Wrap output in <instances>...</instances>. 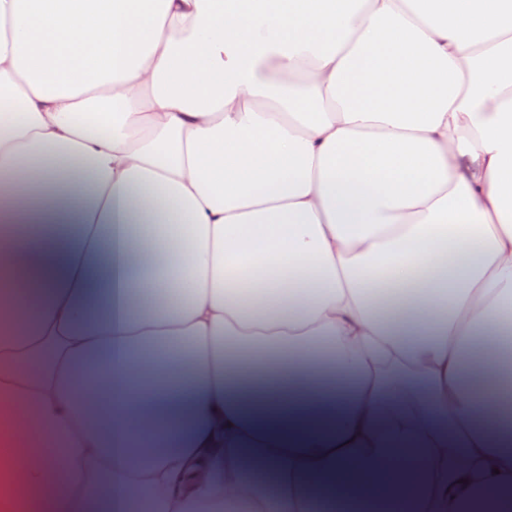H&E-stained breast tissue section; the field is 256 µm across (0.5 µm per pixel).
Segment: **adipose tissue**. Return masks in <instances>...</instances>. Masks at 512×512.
<instances>
[{
	"instance_id": "obj_1",
	"label": "adipose tissue",
	"mask_w": 512,
	"mask_h": 512,
	"mask_svg": "<svg viewBox=\"0 0 512 512\" xmlns=\"http://www.w3.org/2000/svg\"><path fill=\"white\" fill-rule=\"evenodd\" d=\"M1 319L0 512H500L512 0H0Z\"/></svg>"
}]
</instances>
